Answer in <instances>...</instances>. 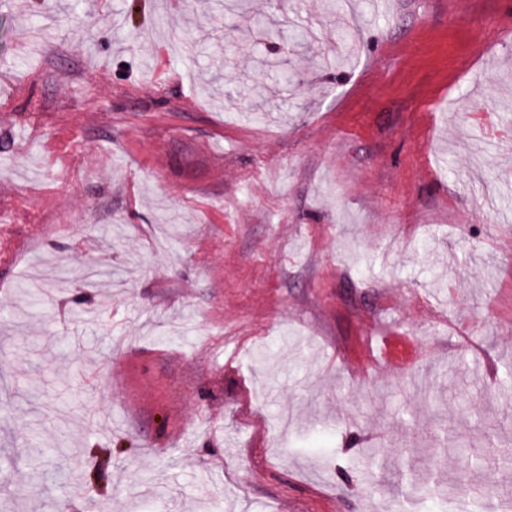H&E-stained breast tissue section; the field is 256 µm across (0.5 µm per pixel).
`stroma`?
I'll use <instances>...</instances> for the list:
<instances>
[{"mask_svg":"<svg viewBox=\"0 0 512 512\" xmlns=\"http://www.w3.org/2000/svg\"><path fill=\"white\" fill-rule=\"evenodd\" d=\"M248 2L229 48L223 0H0V512L90 447L71 512H512V162L468 118L512 112V0Z\"/></svg>","mask_w":512,"mask_h":512,"instance_id":"stroma-1","label":"stroma"}]
</instances>
